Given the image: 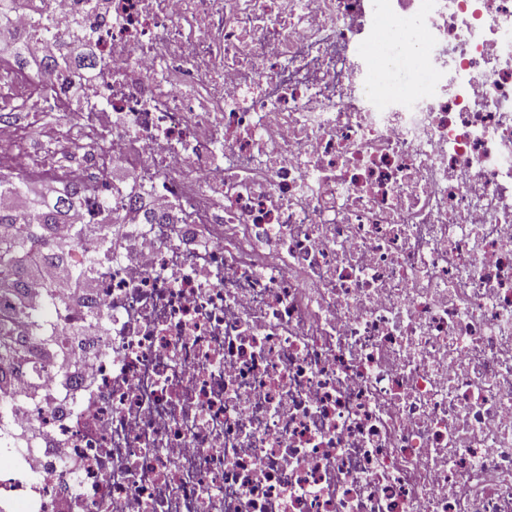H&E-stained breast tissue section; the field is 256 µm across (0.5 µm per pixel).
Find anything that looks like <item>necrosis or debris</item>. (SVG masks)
Here are the masks:
<instances>
[{
    "instance_id": "4bbe7bcc",
    "label": "necrosis or debris",
    "mask_w": 512,
    "mask_h": 512,
    "mask_svg": "<svg viewBox=\"0 0 512 512\" xmlns=\"http://www.w3.org/2000/svg\"><path fill=\"white\" fill-rule=\"evenodd\" d=\"M12 24L40 58L92 49L54 80L62 174L119 221L46 312L103 328L72 349L92 377L52 364L10 404L0 512H512V0H25ZM391 43L413 91L369 61Z\"/></svg>"
}]
</instances>
